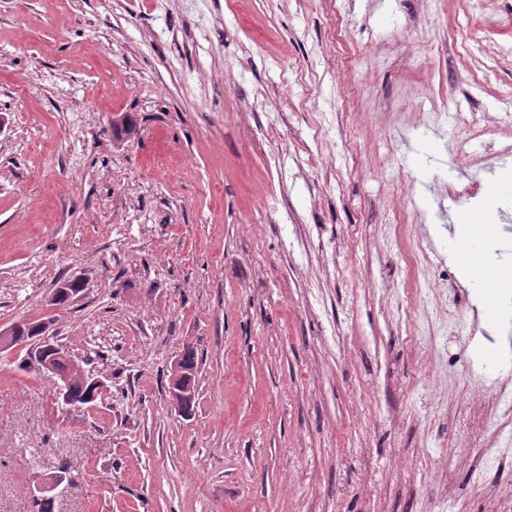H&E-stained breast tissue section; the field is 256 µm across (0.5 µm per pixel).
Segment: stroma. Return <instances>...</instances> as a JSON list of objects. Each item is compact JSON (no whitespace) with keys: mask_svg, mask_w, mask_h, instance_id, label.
Instances as JSON below:
<instances>
[{"mask_svg":"<svg viewBox=\"0 0 512 512\" xmlns=\"http://www.w3.org/2000/svg\"><path fill=\"white\" fill-rule=\"evenodd\" d=\"M478 11L494 29L464 0H0V329L52 314L104 384L95 409L61 407L0 350V512H28L42 450L72 477L53 512H429L441 493L446 512H486L468 464L424 474L451 432L434 382L512 377L481 359L497 324L473 320L448 252L466 211L512 278V158L480 138L459 157L448 116L395 119L512 114V0ZM259 92L248 138L234 115ZM124 114L139 133L113 138ZM402 188L440 252L419 278L447 269L463 314L431 346L384 307L407 300ZM298 224L304 248H284ZM187 344L184 417L169 375ZM178 360L181 361V365L184 368V371L189 373L187 378V383H189V388L187 391L188 400H187V410L188 412L191 410L194 399H195V390H194V382H195V373L197 372L198 361L197 355L194 348L190 345H186L180 355L178 356ZM176 359L172 365V375H171V395L173 403L176 407H179L182 399V393L176 387V381L179 379L181 373L179 368V362Z\"/></svg>","mask_w":512,"mask_h":512,"instance_id":"35a3bbf8","label":"stroma"}]
</instances>
